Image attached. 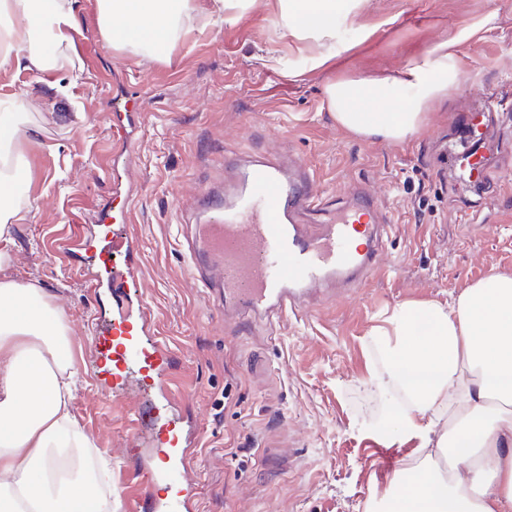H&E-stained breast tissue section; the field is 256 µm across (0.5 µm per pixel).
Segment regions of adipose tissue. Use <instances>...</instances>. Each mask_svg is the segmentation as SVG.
Here are the masks:
<instances>
[{"mask_svg": "<svg viewBox=\"0 0 512 512\" xmlns=\"http://www.w3.org/2000/svg\"><path fill=\"white\" fill-rule=\"evenodd\" d=\"M361 2L279 0V25L299 40L330 39ZM201 11L199 0H98V25L112 49L161 58ZM76 27L73 0H0V69L62 67L58 49ZM474 32L461 28L397 76L336 78L325 87L329 111L350 133L406 141L458 84L454 48ZM399 84L419 96L381 111ZM24 116L22 97L0 100V512H18L22 499L33 512H112L109 467L89 479L59 470L92 446L71 412L70 327L42 288L9 274L14 227L27 215L15 192L30 174ZM391 323L387 373L370 381L401 394L403 434L418 439L420 461L410 480H395L390 512H512V276H487L446 305L400 306Z\"/></svg>", "mask_w": 512, "mask_h": 512, "instance_id": "ef3b65f1", "label": "adipose tissue"}]
</instances>
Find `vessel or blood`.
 Segmentation results:
<instances>
[{
	"instance_id": "b4317fda",
	"label": "vessel or blood",
	"mask_w": 512,
	"mask_h": 512,
	"mask_svg": "<svg viewBox=\"0 0 512 512\" xmlns=\"http://www.w3.org/2000/svg\"><path fill=\"white\" fill-rule=\"evenodd\" d=\"M475 134L469 151L450 155L448 166L464 170L484 188L489 162ZM235 179L201 191L192 205L187 238L189 268L206 293L217 294L216 317L244 311L256 317L296 313L308 302L311 285L349 283L375 275L381 246V208L358 199L321 224L308 220L316 207L314 177L305 163L286 168L261 159L234 167ZM112 236L96 252L93 276L112 290V317L97 320L95 342L86 358L94 389L122 404L135 391L157 396L150 414L135 413L134 424L150 420L147 442L154 452L145 475L143 512H198L193 469L199 433L192 418L175 413L172 349L159 339L143 279L139 240L123 229L131 212L114 216Z\"/></svg>"
}]
</instances>
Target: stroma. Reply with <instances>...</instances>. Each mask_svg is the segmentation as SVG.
I'll use <instances>...</instances> for the list:
<instances>
[{
	"mask_svg": "<svg viewBox=\"0 0 512 512\" xmlns=\"http://www.w3.org/2000/svg\"><path fill=\"white\" fill-rule=\"evenodd\" d=\"M74 63L42 74L0 71V97L26 96L33 133L25 149L30 210L15 231L11 275L56 297L81 370L72 412L96 450L112 460L115 512H140L150 449L129 445L130 408L101 399L81 357L91 322L111 310L74 261L116 189L110 169L125 117L109 100L141 96L132 134L135 196L128 234L144 257L156 330L179 360L176 389L200 424V512H367L386 505L407 477L418 442H397L399 408L367 386L385 373L373 346L403 304L448 303L495 274L512 275V0H363L354 25L317 44L282 36L278 0H249L223 21L185 23L167 56L108 48L97 0H74ZM497 12L459 45L461 80L407 141L362 137L329 112L325 85L339 77L384 79L462 26ZM325 61L313 65L312 60ZM497 95L490 121L504 142L491 186L476 192L437 161L481 122L474 99ZM292 156L307 162L321 199L341 206L353 190L388 216L381 273L319 291L306 313L257 321L212 317L188 268L182 206L225 177L228 157ZM389 449L398 470L379 467Z\"/></svg>",
	"mask_w": 512,
	"mask_h": 512,
	"instance_id": "1",
	"label": "stroma"
}]
</instances>
